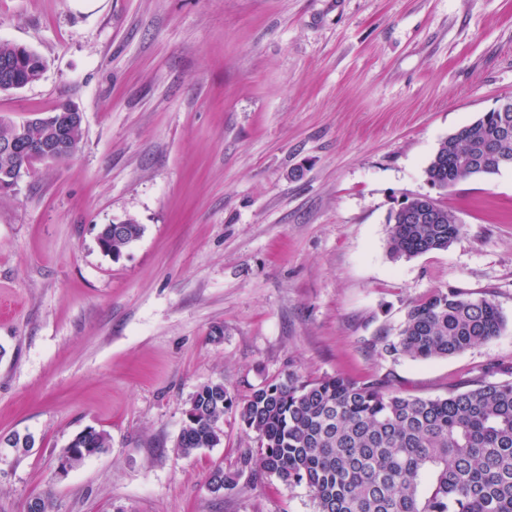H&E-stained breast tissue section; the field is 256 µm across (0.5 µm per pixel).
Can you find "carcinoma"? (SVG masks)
Returning <instances> with one entry per match:
<instances>
[{
    "instance_id": "1",
    "label": "carcinoma",
    "mask_w": 512,
    "mask_h": 512,
    "mask_svg": "<svg viewBox=\"0 0 512 512\" xmlns=\"http://www.w3.org/2000/svg\"><path fill=\"white\" fill-rule=\"evenodd\" d=\"M0 60L12 64L0 78V93L37 81L41 58L0 41ZM512 112H487L443 140L426 174L444 188L512 166ZM22 127L28 137L48 128L36 119L17 124L0 117V134ZM33 161L0 150V172L22 173ZM438 224H403L394 213L388 240L392 259L445 250L461 234L455 215L438 205ZM144 226L134 218L100 227L98 246L118 259L139 240ZM504 317L491 298L473 299L455 289H437L411 303L398 335L382 351L396 359L447 358L499 335ZM235 410L256 433L258 456L241 452L236 471L214 468L209 484L230 493L241 474L275 475L304 484L317 512H512V380L483 381L446 397L404 396L382 382L358 384L340 376L303 380L292 373L269 381L237 400L221 382L193 394L177 448L190 455L221 442L224 414ZM83 452L75 466L109 447L106 433L91 430L69 444Z\"/></svg>"
}]
</instances>
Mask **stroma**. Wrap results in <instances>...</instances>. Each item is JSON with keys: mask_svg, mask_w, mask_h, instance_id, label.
<instances>
[{"mask_svg": "<svg viewBox=\"0 0 512 512\" xmlns=\"http://www.w3.org/2000/svg\"><path fill=\"white\" fill-rule=\"evenodd\" d=\"M40 79L0 95L22 122L69 102L83 140L0 195V512H316L305 485L215 466L257 450L176 448L190 398H241L293 373L387 381L420 398L512 380V167L434 188L440 142L512 98V0H0V40ZM427 195L463 231L391 259L388 217ZM142 237L120 260L100 225ZM495 300L501 333L454 356L394 359L410 303ZM108 448L67 474L71 440ZM143 233L144 226L138 224L136 219L129 217L121 221V224L101 225L97 235V243L99 248L105 252V255L109 256L111 254L112 258L119 259L122 256L123 249L139 240ZM109 446V439L106 433L96 430H89V432H81L69 444L68 448H92L93 451L80 452L78 455L70 458L71 466L81 463L87 457L95 455ZM69 451L66 452L59 463L60 473H66L70 469Z\"/></svg>", "mask_w": 512, "mask_h": 512, "instance_id": "obj_1", "label": "stroma"}]
</instances>
